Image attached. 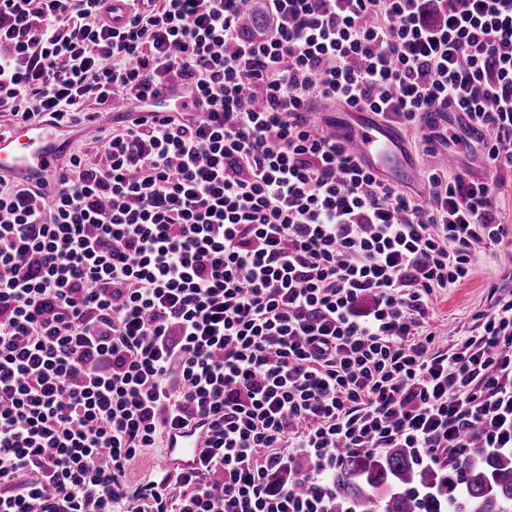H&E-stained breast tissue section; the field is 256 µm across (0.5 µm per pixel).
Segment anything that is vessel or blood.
<instances>
[{"label":"vessel or blood","instance_id":"vessel-or-blood-1","mask_svg":"<svg viewBox=\"0 0 512 512\" xmlns=\"http://www.w3.org/2000/svg\"><path fill=\"white\" fill-rule=\"evenodd\" d=\"M152 112L197 111V96L191 87L152 98ZM73 138L69 128L48 121L14 126L0 134V175L28 185L53 183L59 176V160L69 150ZM344 143L375 171H388L399 179L418 176L417 165L407 161L398 132L392 123L379 120L371 112H359L351 123ZM165 468L173 471L198 464L200 434L197 429H173L165 448Z\"/></svg>","mask_w":512,"mask_h":512}]
</instances>
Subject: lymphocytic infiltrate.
I'll return each instance as SVG.
<instances>
[{"label": "lymphocytic infiltrate", "instance_id": "obj_1", "mask_svg": "<svg viewBox=\"0 0 512 512\" xmlns=\"http://www.w3.org/2000/svg\"><path fill=\"white\" fill-rule=\"evenodd\" d=\"M0 0V108L142 112L56 188L0 175V512H334L340 448L458 461L512 448V299L437 348L432 295L512 239L489 183L428 168L426 203L379 178L312 100L401 125L439 105L512 170V0ZM489 138L469 140L474 125ZM199 469L129 486L173 426ZM140 112H198L197 96L191 87L185 86L178 92L152 98ZM345 110V107L337 103H329V102H316L312 106V111L314 114H312V118L318 123L321 127H324L325 129L334 131L333 127H330L324 123V118H330V117H344L346 119H350L353 117L351 113H336L342 112Z\"/></svg>", "mask_w": 512, "mask_h": 512}]
</instances>
